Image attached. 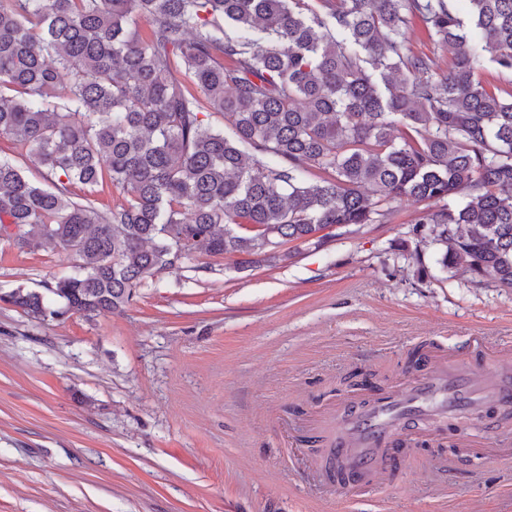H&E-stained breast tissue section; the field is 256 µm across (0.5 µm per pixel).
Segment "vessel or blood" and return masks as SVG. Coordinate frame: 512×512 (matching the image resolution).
<instances>
[{"label": "vessel or blood", "instance_id": "obj_1", "mask_svg": "<svg viewBox=\"0 0 512 512\" xmlns=\"http://www.w3.org/2000/svg\"><path fill=\"white\" fill-rule=\"evenodd\" d=\"M426 374L400 390H383L326 418L333 450L361 495L373 493L389 461L422 442L448 447V421L459 412L479 414L488 403L512 407V363L486 352L481 337L462 350L429 345Z\"/></svg>", "mask_w": 512, "mask_h": 512}]
</instances>
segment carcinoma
Wrapping results in <instances>:
<instances>
[{
	"instance_id": "carcinoma-1",
	"label": "carcinoma",
	"mask_w": 512,
	"mask_h": 512,
	"mask_svg": "<svg viewBox=\"0 0 512 512\" xmlns=\"http://www.w3.org/2000/svg\"><path fill=\"white\" fill-rule=\"evenodd\" d=\"M416 20L452 53L441 76ZM487 60L512 74V0H0V137L45 169L0 157V229L74 257L0 301L117 314L198 253L286 263L409 199L441 204L416 236L442 270L512 289V91ZM405 37L409 46L415 52H424L429 55H432L433 53L435 54L439 60V65L441 68L439 71L440 74L448 71L451 58L450 51L441 47H437L432 42H430L420 22L415 21L412 26L406 30Z\"/></svg>"
}]
</instances>
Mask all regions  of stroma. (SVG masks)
<instances>
[{"instance_id":"obj_1","label":"stroma","mask_w":512,"mask_h":512,"mask_svg":"<svg viewBox=\"0 0 512 512\" xmlns=\"http://www.w3.org/2000/svg\"><path fill=\"white\" fill-rule=\"evenodd\" d=\"M425 211L403 201L276 266L200 255L123 313L63 321L1 297L70 274L71 255L0 237V512H512L492 412L462 428L478 458L442 470L416 449L370 497L315 471L308 439L344 378L397 390L423 341L512 343V290L441 270L412 232Z\"/></svg>"}]
</instances>
